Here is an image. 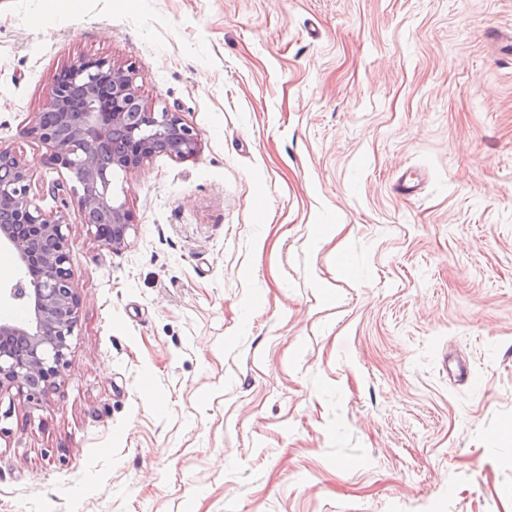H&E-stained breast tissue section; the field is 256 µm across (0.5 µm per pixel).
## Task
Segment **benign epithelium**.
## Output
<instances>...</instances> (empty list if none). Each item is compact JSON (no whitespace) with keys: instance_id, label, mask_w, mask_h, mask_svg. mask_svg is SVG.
Wrapping results in <instances>:
<instances>
[{"instance_id":"obj_1","label":"benign epithelium","mask_w":512,"mask_h":512,"mask_svg":"<svg viewBox=\"0 0 512 512\" xmlns=\"http://www.w3.org/2000/svg\"><path fill=\"white\" fill-rule=\"evenodd\" d=\"M24 134L45 145L48 164L66 174L52 186L60 207L75 198L81 223L114 251L126 246L136 224L109 171L131 172L156 154L184 160L198 152V134L180 113L146 103L135 69L107 58L74 60ZM33 197L31 170L0 147V246L13 253L18 270L0 298L26 312L21 322L0 319V392L14 389L35 408L65 374L80 299L68 223Z\"/></svg>"}]
</instances>
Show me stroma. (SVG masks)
Masks as SVG:
<instances>
[{
	"mask_svg": "<svg viewBox=\"0 0 512 512\" xmlns=\"http://www.w3.org/2000/svg\"><path fill=\"white\" fill-rule=\"evenodd\" d=\"M504 31L512 0H0L42 209L24 129L73 59L199 138L117 178L123 250L66 209L79 322L39 407L0 394V512H512Z\"/></svg>",
	"mask_w": 512,
	"mask_h": 512,
	"instance_id": "35a3bbf8",
	"label": "stroma"
}]
</instances>
